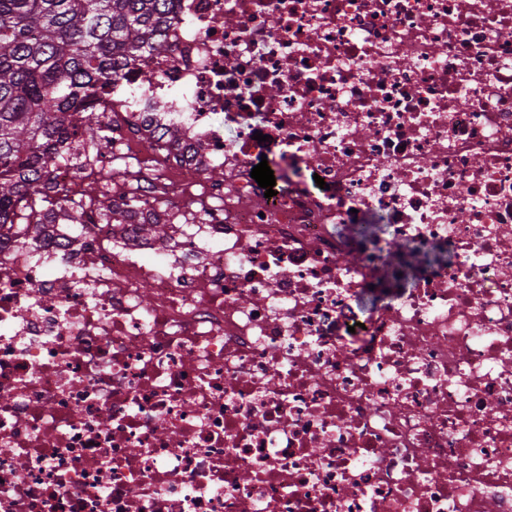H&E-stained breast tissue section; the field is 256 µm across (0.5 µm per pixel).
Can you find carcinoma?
Segmentation results:
<instances>
[{"mask_svg":"<svg viewBox=\"0 0 512 512\" xmlns=\"http://www.w3.org/2000/svg\"><path fill=\"white\" fill-rule=\"evenodd\" d=\"M175 20L174 0H0V228L16 200L53 204L49 157L70 113H85L82 141L110 150L96 104L168 53Z\"/></svg>","mask_w":512,"mask_h":512,"instance_id":"obj_1","label":"carcinoma"}]
</instances>
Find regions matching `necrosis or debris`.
Returning <instances> with one entry per match:
<instances>
[{"label":"necrosis or debris","mask_w":512,"mask_h":512,"mask_svg":"<svg viewBox=\"0 0 512 512\" xmlns=\"http://www.w3.org/2000/svg\"><path fill=\"white\" fill-rule=\"evenodd\" d=\"M176 12L0 236V512H512V0Z\"/></svg>","instance_id":"1"}]
</instances>
